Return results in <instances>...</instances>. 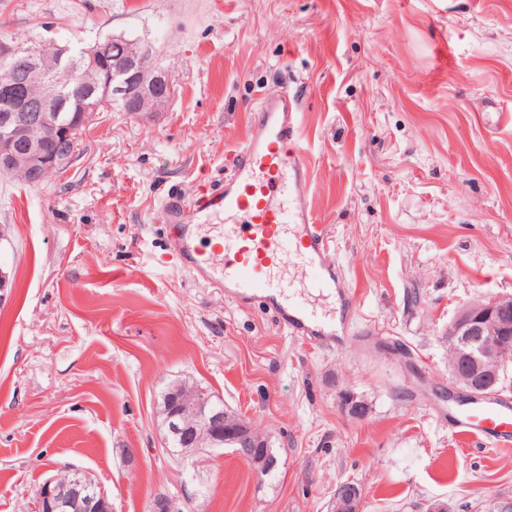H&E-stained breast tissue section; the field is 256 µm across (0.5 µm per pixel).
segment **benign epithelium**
I'll return each instance as SVG.
<instances>
[{
    "instance_id": "1",
    "label": "benign epithelium",
    "mask_w": 512,
    "mask_h": 512,
    "mask_svg": "<svg viewBox=\"0 0 512 512\" xmlns=\"http://www.w3.org/2000/svg\"><path fill=\"white\" fill-rule=\"evenodd\" d=\"M14 63L0 75V91H14V72L24 74L23 87L50 82L61 88L51 97H36L16 92L13 106L0 114V169L19 173L25 181L39 185L68 167L74 154L71 133L75 126L90 125L99 112V96L112 94L128 101V111L147 117L163 111L172 94L168 69L147 67L143 58L148 45L127 40L123 55L106 67L94 44L82 52L79 60L67 56V49L57 47L56 55L21 47H4ZM78 102L74 115L66 112ZM449 379L467 394L480 393L504 383L501 369L512 358V296L491 298L460 309L448 326ZM164 444L177 439L179 452L187 469L201 462L203 448L232 446L233 452L259 472L278 467V460L264 458L265 432L250 420H229L223 407L211 402L197 386L183 381L165 396ZM345 411L352 417L367 416L363 401L346 393ZM363 490L354 482L336 488L333 512H360ZM30 512H112L108 492L89 480V474L70 467H59L45 480L30 505ZM148 512H178L176 499L168 494L154 496Z\"/></svg>"
}]
</instances>
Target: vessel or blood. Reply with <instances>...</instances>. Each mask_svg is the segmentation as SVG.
<instances>
[{"label":"vessel or blood","mask_w":512,"mask_h":512,"mask_svg":"<svg viewBox=\"0 0 512 512\" xmlns=\"http://www.w3.org/2000/svg\"><path fill=\"white\" fill-rule=\"evenodd\" d=\"M258 119L234 150L232 170L223 187L177 197L163 205L164 219L175 230L174 248L181 266L200 284L223 289L245 307L265 303L290 335L322 347H340L349 338L348 322L335 325L289 299L272 277L284 246H291L316 292L354 299L330 255L328 234L308 204V166L300 146L296 114L288 95L265 96ZM225 225L215 243L200 247L197 227ZM457 429L466 437L512 446V403L491 396L462 410Z\"/></svg>","instance_id":"vessel-or-blood-1"}]
</instances>
